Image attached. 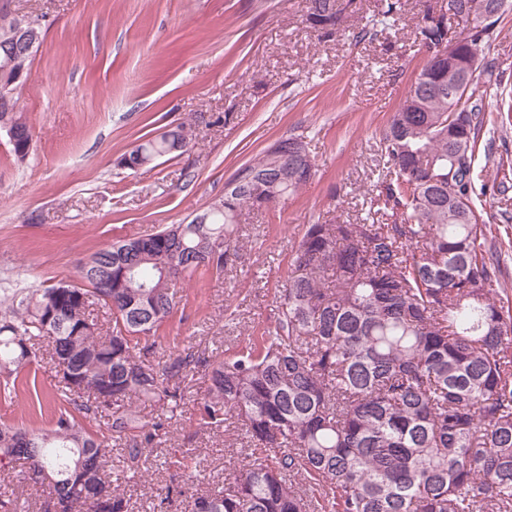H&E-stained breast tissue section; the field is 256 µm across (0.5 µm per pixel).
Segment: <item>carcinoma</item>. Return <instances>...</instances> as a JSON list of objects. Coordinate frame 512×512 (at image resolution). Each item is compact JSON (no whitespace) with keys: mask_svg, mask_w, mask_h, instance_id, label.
Returning a JSON list of instances; mask_svg holds the SVG:
<instances>
[{"mask_svg":"<svg viewBox=\"0 0 512 512\" xmlns=\"http://www.w3.org/2000/svg\"><path fill=\"white\" fill-rule=\"evenodd\" d=\"M356 0H308L306 22L343 31ZM402 0H383L364 40L398 20ZM428 6L418 25L429 58L382 132L383 174L359 222L308 224L292 249L273 330L232 356L165 354L159 331L179 304L169 270L219 274L245 211L265 210L312 177L310 155L282 158L268 146L237 169L207 221L170 224L119 240L79 263V282L28 288L3 301L0 390L24 397L29 420L44 392L31 367L46 358L58 378L47 425L0 423V472L41 474L67 512H129L112 484V446L135 479L172 419L191 404L197 432L228 420L250 453L218 490L203 491L193 449L165 463L183 474L160 500L190 495V512H512V304L499 297L500 262L473 198L475 155L487 90L448 80L449 19ZM20 18L0 6V57L14 51ZM491 21L467 37L477 56L457 65L492 69ZM20 92L0 102V129L17 131L23 161L35 133ZM147 137L118 165L137 172L182 154L177 130ZM392 221L384 222L382 217ZM200 373L202 397L184 386ZM156 408L142 414L141 406ZM107 419L106 432L90 419Z\"/></svg>","mask_w":512,"mask_h":512,"instance_id":"obj_1","label":"carcinoma"}]
</instances>
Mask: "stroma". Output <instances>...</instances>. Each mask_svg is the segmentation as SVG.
Listing matches in <instances>:
<instances>
[{
	"instance_id": "obj_1",
	"label": "stroma",
	"mask_w": 512,
	"mask_h": 512,
	"mask_svg": "<svg viewBox=\"0 0 512 512\" xmlns=\"http://www.w3.org/2000/svg\"><path fill=\"white\" fill-rule=\"evenodd\" d=\"M380 3L357 0L347 33L324 38L305 21L308 0H8L13 14L39 19L45 39L20 99L36 134L30 157L15 161L0 133V293L76 280L79 260L182 223L222 198L237 168L298 136L314 162L310 181L285 204L246 216L224 274L201 270L179 283L181 301L160 330L173 349L249 347L275 323L305 225L356 222L369 210L381 132L424 62L416 24L429 0H403L393 27L356 41L353 30ZM487 57L496 69L477 72L479 85L512 86V9ZM484 106L481 136L494 149L476 157L488 192L475 207L497 230L500 284L512 299V124H502L494 95ZM188 120L190 151L135 173L118 166L140 136ZM195 430L185 408L165 454L192 443L210 485H223L246 449ZM169 477L153 458L124 484L134 512H153Z\"/></svg>"
}]
</instances>
